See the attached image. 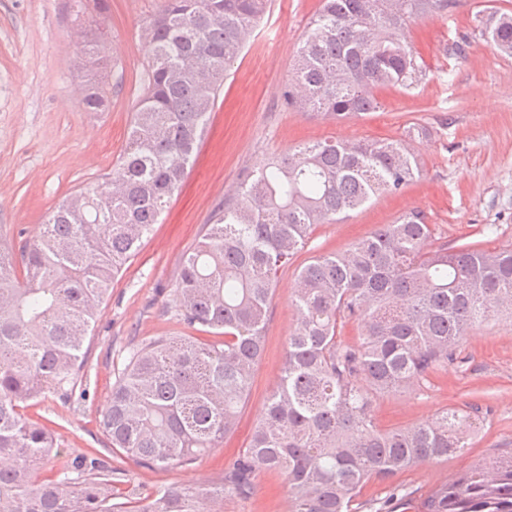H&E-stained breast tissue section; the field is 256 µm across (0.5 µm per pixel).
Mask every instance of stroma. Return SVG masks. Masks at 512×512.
<instances>
[{"label": "stroma", "instance_id": "35a3bbf8", "mask_svg": "<svg viewBox=\"0 0 512 512\" xmlns=\"http://www.w3.org/2000/svg\"><path fill=\"white\" fill-rule=\"evenodd\" d=\"M75 0H0V231L32 239L45 213L71 191L100 186L123 154L146 64L140 32L158 0H108L99 17L76 19ZM477 0H452L447 11L411 20L405 37L422 76L409 92L378 90V111L336 123L290 108L281 99L297 50L320 0H270L252 39L229 66L196 162L133 257L112 283L85 345L84 375L70 399L51 394L26 412L51 429L60 450L55 468L78 454L109 460L121 491L221 483L249 445L282 374L297 268L345 249L376 225L417 210L437 242L480 250L512 247V55L492 49L476 20ZM99 27L111 47L109 79H121L102 112L86 111L79 85L88 61L73 33ZM422 174L397 193L373 198L344 218L318 225L293 265L280 272L271 297L265 346L235 433L187 465L146 468L109 447L98 419L129 359L131 345L179 331L175 291L184 255L244 170L305 142L400 139L413 124ZM378 429L432 421L449 407L477 408L461 454L425 462L361 489L357 512H418L441 482L483 457L512 448V320L492 316L473 326L453 361L410 389L375 396ZM409 493L398 505L394 489ZM221 512H291L288 479L258 473L252 494L225 495Z\"/></svg>", "mask_w": 512, "mask_h": 512}]
</instances>
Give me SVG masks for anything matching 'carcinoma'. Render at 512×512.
Wrapping results in <instances>:
<instances>
[{"label":"carcinoma","instance_id":"1","mask_svg":"<svg viewBox=\"0 0 512 512\" xmlns=\"http://www.w3.org/2000/svg\"><path fill=\"white\" fill-rule=\"evenodd\" d=\"M268 2L161 0L142 24L144 90L112 191L76 190L17 249L0 233V512H200L205 500L248 495L254 476L269 469L288 475L292 512H352L367 481L468 447L467 410L388 430L377 429L373 414L374 396L405 390L454 359L467 331L488 317L489 300L512 314V248H429L433 230L419 211L298 270L299 323L280 383L221 485L121 501L112 470L96 456L53 472V434L22 410L73 391L112 280L187 175L227 66ZM449 3L322 0L282 91L285 104L335 120L376 111V89L415 85L420 65L402 37L407 22ZM484 25L490 46L512 54V15L492 13ZM83 51L107 65L99 38L85 36ZM110 94L94 76L83 105L100 111ZM420 174L403 139L315 142L244 172L238 196L214 212L182 263L178 315L205 336L162 337L131 350L99 420L111 447L152 468L188 464L233 434L280 271L316 225ZM348 321L363 328L356 345L340 341ZM421 512H512V450L436 486Z\"/></svg>","mask_w":512,"mask_h":512}]
</instances>
